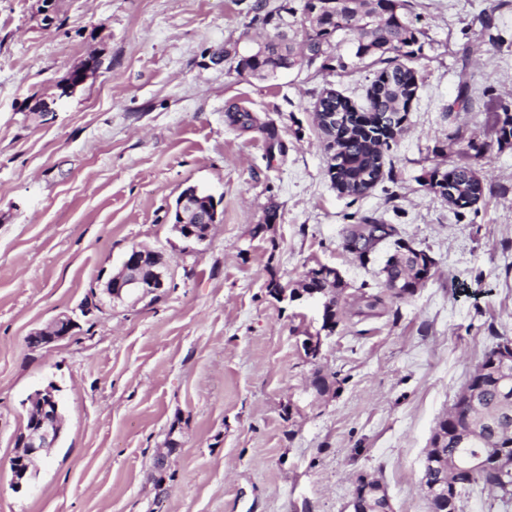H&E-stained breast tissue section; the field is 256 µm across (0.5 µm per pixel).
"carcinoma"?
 <instances>
[{"label":"carcinoma","instance_id":"carcinoma-1","mask_svg":"<svg viewBox=\"0 0 512 512\" xmlns=\"http://www.w3.org/2000/svg\"><path fill=\"white\" fill-rule=\"evenodd\" d=\"M406 0H334L332 12L322 11V4L313 0H278L271 4L259 0L254 5L256 15L263 25L275 30L274 38L259 45L249 56L237 60L235 70L247 71L264 80L274 79L282 69L299 66L310 68H345L343 57L333 55V44L352 45L354 58L372 60L382 65L377 80L385 78L390 84L379 96L369 97L368 113L376 119L383 115L396 116L405 107L404 93L409 81L419 76L415 62L418 51L413 46L419 43L421 32L408 20L405 13ZM300 16V50L293 44L282 46L284 28L289 26L288 16ZM328 166L340 157L346 165L344 177L349 183V196L357 200L365 196L371 183L365 181L363 173L370 167L380 169L378 178H383V153L390 148V142L352 132L348 136L325 132ZM429 189L441 196L448 204L460 209L458 203L463 197L475 199L484 196V183L475 177L467 166H453L444 171L434 169L427 180ZM380 220L368 216L359 218V223L348 230L351 239L361 238L363 242L357 254L361 264H366V255L373 249L371 240L363 232L370 224ZM433 259L423 250H410L403 256L392 255L383 268L385 279L394 272L404 274L406 289L401 295L412 296L431 276L429 263ZM340 282L314 272V276L303 280L300 289H315L329 295L328 311L332 324H337L338 299L336 290ZM495 349L485 353L464 388L469 391L470 404L463 406L457 414H448L439 423L443 436V454L429 448L426 457L432 467L429 475L436 477L440 470L448 469V498L439 504L430 503V509H447V512H462L463 502L478 489L500 501L503 507H512V493L505 491V485L512 486V475L501 476L495 459L501 454L512 457V402L501 405V389L504 374L500 366L493 364L491 356ZM474 461L482 464L480 471L471 474L463 466Z\"/></svg>","mask_w":512,"mask_h":512}]
</instances>
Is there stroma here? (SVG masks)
Here are the masks:
<instances>
[{
    "label": "stroma",
    "instance_id": "stroma-1",
    "mask_svg": "<svg viewBox=\"0 0 512 512\" xmlns=\"http://www.w3.org/2000/svg\"><path fill=\"white\" fill-rule=\"evenodd\" d=\"M255 2L0 0V512H349L361 476L394 512H429L433 431L484 354L512 341V144L497 143L512 110V0H408L419 87L383 179L354 202L331 184L312 104L332 89L363 107L378 67L237 73L225 49L266 39ZM92 55L101 67L60 98ZM463 78L471 106L449 111ZM52 99L54 111H35ZM235 109L253 126L230 124ZM453 166L494 189L462 214L426 184ZM189 186L221 201L199 243L172 229ZM353 213L434 259L413 296L383 285L391 242L365 265L345 248ZM135 247L167 262L157 299L104 290ZM321 265L346 285L331 332L320 302L267 289ZM62 314L74 334L30 347ZM51 383L64 428L18 488L28 398Z\"/></svg>",
    "mask_w": 512,
    "mask_h": 512
}]
</instances>
